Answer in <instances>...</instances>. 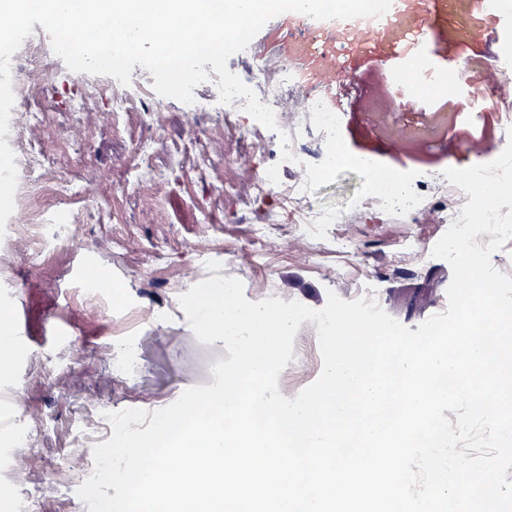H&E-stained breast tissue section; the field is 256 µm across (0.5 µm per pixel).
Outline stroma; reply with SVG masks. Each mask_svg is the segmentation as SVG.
<instances>
[{
  "instance_id": "35a3bbf8",
  "label": "stroma",
  "mask_w": 512,
  "mask_h": 512,
  "mask_svg": "<svg viewBox=\"0 0 512 512\" xmlns=\"http://www.w3.org/2000/svg\"><path fill=\"white\" fill-rule=\"evenodd\" d=\"M449 10L454 46L442 54L428 38L415 51L421 73L395 62L404 34L424 22L402 0L385 13L381 47L372 51L352 19L285 13L267 22L227 66L257 88L288 77L274 131L248 113L225 112L209 83L194 88L199 109L191 113L151 85L105 76L102 84L129 98L113 111L111 94L85 98L81 73L50 54L39 112L6 137L15 150L38 143L45 161L35 179L65 195L49 206L26 192L0 238V314L19 317L29 333L0 372V388L10 392L0 403V446L14 429L28 431L27 447L0 466V512H22L30 491L40 512H88L60 492L93 457L81 430L105 413L156 411L214 383L212 366L229 354L223 341L195 337L179 304L190 285L234 277L250 301L313 309L328 292L351 301L374 288L381 308L412 329L446 310L451 268L431 255L447 230L437 205L459 208L467 179L512 155V88L493 80L512 46V20H476L468 0H450ZM294 61L299 70L287 76ZM456 65L463 72L449 91L413 100L399 83L403 75L426 83ZM309 91L337 112L355 155L426 179L430 205L407 218L387 214L371 196L354 201L363 179L352 171L288 204L285 191L306 175L288 162L277 188L256 195L280 133L303 132L312 160L325 152L326 133L303 120ZM324 209L340 213L341 223L303 232L299 216ZM125 337L137 361L119 374L112 358ZM321 370L317 330L301 323L280 393L295 398Z\"/></svg>"
}]
</instances>
